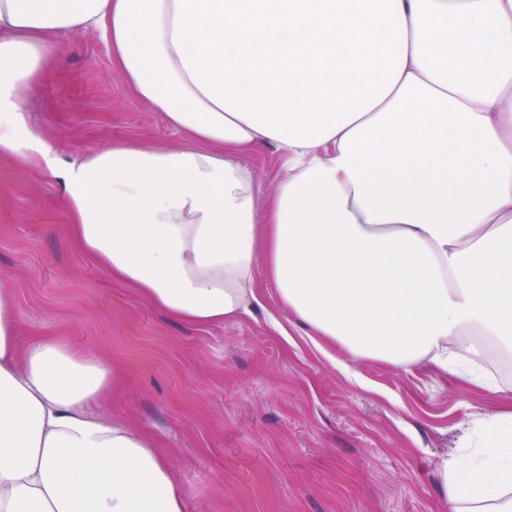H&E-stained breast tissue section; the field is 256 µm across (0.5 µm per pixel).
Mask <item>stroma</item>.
I'll list each match as a JSON object with an SVG mask.
<instances>
[{"instance_id":"stroma-1","label":"stroma","mask_w":512,"mask_h":512,"mask_svg":"<svg viewBox=\"0 0 512 512\" xmlns=\"http://www.w3.org/2000/svg\"><path fill=\"white\" fill-rule=\"evenodd\" d=\"M58 66L26 105L58 155L133 140L188 146L126 84L94 29L56 38ZM263 193L284 158L259 144L242 157ZM60 184L0 156V290L22 337H64L110 359L124 381L107 411L168 451L187 512H438L443 457L468 424L512 398L421 364L334 366L281 305L264 265L253 314L197 327L112 280L71 243Z\"/></svg>"}]
</instances>
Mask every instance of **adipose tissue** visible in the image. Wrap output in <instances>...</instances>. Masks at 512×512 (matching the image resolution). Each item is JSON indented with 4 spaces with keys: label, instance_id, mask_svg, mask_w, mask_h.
<instances>
[{
    "label": "adipose tissue",
    "instance_id": "obj_1",
    "mask_svg": "<svg viewBox=\"0 0 512 512\" xmlns=\"http://www.w3.org/2000/svg\"><path fill=\"white\" fill-rule=\"evenodd\" d=\"M99 30L190 146L57 157L25 101L67 30ZM274 146L268 199L239 157ZM62 186L76 248L173 319L282 305L352 360L512 355V0H0V156ZM121 377L20 345L0 293V512H185L154 437L104 414ZM443 460L444 512H512V406Z\"/></svg>",
    "mask_w": 512,
    "mask_h": 512
}]
</instances>
